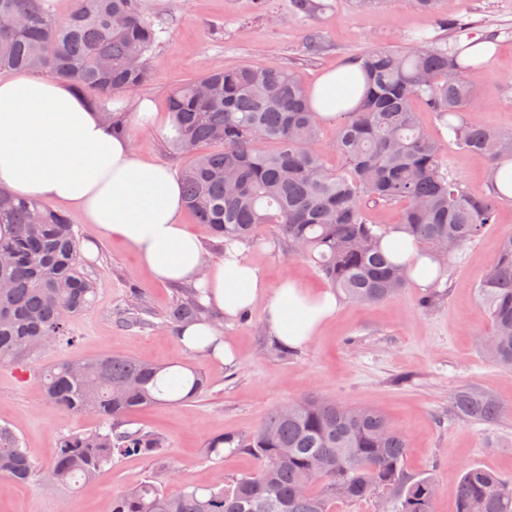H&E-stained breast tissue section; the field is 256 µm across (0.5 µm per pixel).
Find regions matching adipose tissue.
<instances>
[{
  "label": "adipose tissue",
  "mask_w": 512,
  "mask_h": 512,
  "mask_svg": "<svg viewBox=\"0 0 512 512\" xmlns=\"http://www.w3.org/2000/svg\"><path fill=\"white\" fill-rule=\"evenodd\" d=\"M343 83L347 99L340 104L336 90ZM311 92L320 118L336 120L362 95L358 64L322 73ZM0 186L78 210L99 235L131 246L154 279L194 284L202 304L225 323L264 302L268 328L287 348L309 346L339 309L335 293L311 290L293 277L268 289L244 244L233 243L222 258L205 263L203 243L180 222V181L166 165L141 158L130 138L110 134L97 110L53 77L0 79ZM384 245L394 261L407 264L418 287H431L440 276L438 264L419 256L406 234L391 233ZM180 343L227 365L238 357L232 340L208 320L184 328Z\"/></svg>",
  "instance_id": "adipose-tissue-1"
}]
</instances>
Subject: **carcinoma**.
<instances>
[{
    "label": "carcinoma",
    "instance_id": "obj_1",
    "mask_svg": "<svg viewBox=\"0 0 512 512\" xmlns=\"http://www.w3.org/2000/svg\"><path fill=\"white\" fill-rule=\"evenodd\" d=\"M443 27L459 25L448 0H413ZM0 71L52 75L79 94L94 97L114 135L131 134L128 113L109 108L119 92L148 79L147 61L164 28L148 21L135 0H74L66 18L52 0H0ZM364 92L343 113L334 148L342 159L327 166L318 147L320 118L309 89L277 63H247L188 80L168 96L171 132L163 140L176 152L195 156L181 171L184 204L196 223L229 244L252 242L272 228L289 255L314 263L346 301L371 306L398 295L410 282L404 265L385 253L392 232L414 238L433 261L450 267L495 223L506 198L497 190L474 196L448 175L441 146L422 125L418 98L464 151L490 162L512 158V135L467 119L480 57L462 56L424 34L403 51L372 48L358 57ZM402 207L395 224H372L369 204ZM79 240L67 215L39 201L15 200L0 189V361L14 360L68 336L69 319L91 305L94 285L81 265ZM493 330L480 340L494 364L512 369V234L499 239L492 263L476 289ZM197 293L170 308L175 331L203 319ZM168 369L112 355L61 362L42 371L46 397L75 414L101 419L104 431L72 432L60 438L45 466L0 427V477L23 483L33 477L56 488L86 483L124 456H160L165 439L124 427V419L146 407L199 396L206 375L192 370L185 380ZM455 415L495 423L503 407L472 388L452 398ZM256 460L254 471L224 484L187 485L167 494V470L112 496V512H332L337 501L376 494L394 499L395 512H434L432 476L405 471L408 441L379 410L350 407L311 393L272 409L245 436H215L205 457L224 447ZM512 512V473L479 466L464 469L456 512Z\"/></svg>",
    "mask_w": 512,
    "mask_h": 512
}]
</instances>
